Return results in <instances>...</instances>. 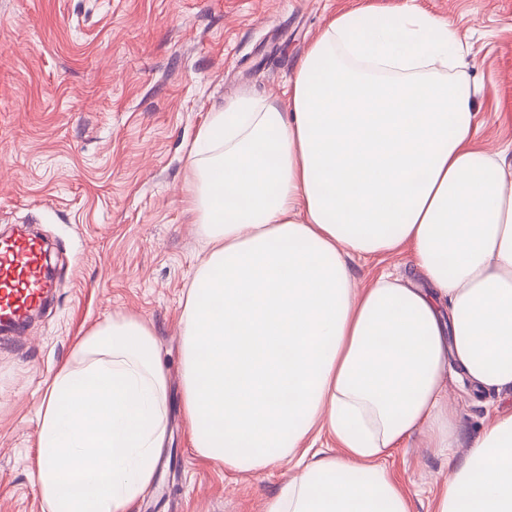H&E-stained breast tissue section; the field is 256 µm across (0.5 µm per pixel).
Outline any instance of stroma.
<instances>
[{
	"instance_id": "35a3bbf8",
	"label": "stroma",
	"mask_w": 512,
	"mask_h": 512,
	"mask_svg": "<svg viewBox=\"0 0 512 512\" xmlns=\"http://www.w3.org/2000/svg\"><path fill=\"white\" fill-rule=\"evenodd\" d=\"M409 4L451 23L482 89L476 140L512 145V0H0V232L26 226L56 269L27 334L0 342V512H43L38 404L77 340L119 313L149 321L170 373V438L136 512H263L296 473L246 476L201 458L183 425L185 292L204 254L187 210V161L210 113L250 94L286 103L299 60L340 12ZM356 276H409L412 253L353 258ZM465 437L450 456L410 438L381 463L412 512L437 497L488 405L447 381Z\"/></svg>"
}]
</instances>
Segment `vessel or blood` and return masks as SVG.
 <instances>
[{"instance_id":"b4317fda","label":"vessel or blood","mask_w":512,"mask_h":512,"mask_svg":"<svg viewBox=\"0 0 512 512\" xmlns=\"http://www.w3.org/2000/svg\"><path fill=\"white\" fill-rule=\"evenodd\" d=\"M42 245L19 236L0 246V334L23 333L43 305L51 282L43 275Z\"/></svg>"}]
</instances>
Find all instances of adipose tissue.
I'll list each match as a JSON object with an SVG mask.
<instances>
[{
	"instance_id": "1",
	"label": "adipose tissue",
	"mask_w": 512,
	"mask_h": 512,
	"mask_svg": "<svg viewBox=\"0 0 512 512\" xmlns=\"http://www.w3.org/2000/svg\"><path fill=\"white\" fill-rule=\"evenodd\" d=\"M447 19L406 5L333 17L287 105L243 95L190 154L209 249L181 315L192 447L236 473L327 433L264 512H410L377 462L413 435L454 447L447 372L512 393V161L472 137L478 87ZM409 247L421 282L359 287L350 261ZM169 373L152 325L82 336L39 408L44 512H134L168 443ZM436 512H512V410L489 412Z\"/></svg>"
}]
</instances>
